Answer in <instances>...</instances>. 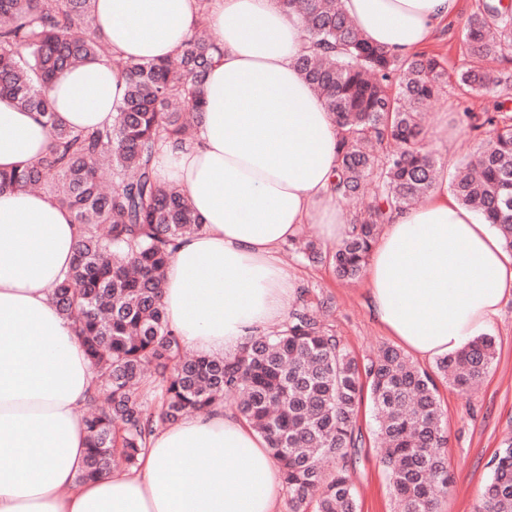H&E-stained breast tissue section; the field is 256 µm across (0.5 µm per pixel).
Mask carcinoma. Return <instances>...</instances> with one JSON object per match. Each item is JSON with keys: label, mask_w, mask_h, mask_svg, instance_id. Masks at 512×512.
Here are the masks:
<instances>
[{"label": "carcinoma", "mask_w": 512, "mask_h": 512, "mask_svg": "<svg viewBox=\"0 0 512 512\" xmlns=\"http://www.w3.org/2000/svg\"><path fill=\"white\" fill-rule=\"evenodd\" d=\"M298 15L311 46L297 60L340 127L332 191L362 211L351 235L331 248L297 247L353 281L365 270L383 224L433 190L438 160L426 142L421 108L442 91L444 62L417 52L400 56L366 41L341 0H279ZM95 0H0V97L34 112L50 143L33 164L0 172V190H48L80 225L74 261L53 289L62 315L78 327L96 374L85 415V479L112 468L131 470L161 425L225 400L267 442L288 488L290 512H357L349 474L362 444L356 414L369 391L380 462L400 512H438L453 476L438 449L448 436L435 377L463 392L491 365L495 339L480 334L437 359L435 373L385 346L361 364L321 318L327 302L301 292L288 320L247 338L226 357L187 356L169 329L162 303L164 270L176 241L202 229L182 188L159 177L161 144L191 139L182 112L200 120L214 43L192 32L176 57L116 58L92 29ZM469 63L458 85L469 97L494 99L493 111L463 112L481 130L477 152L450 184L456 200L494 226L512 252V70L496 74L486 60L512 62V9L478 0L467 19ZM105 56L121 69L126 90L112 124L76 130L56 118L49 89L64 70ZM156 381L160 409L144 404L140 386ZM336 461L327 473L322 461ZM477 512H512V444L490 462Z\"/></svg>", "instance_id": "1"}]
</instances>
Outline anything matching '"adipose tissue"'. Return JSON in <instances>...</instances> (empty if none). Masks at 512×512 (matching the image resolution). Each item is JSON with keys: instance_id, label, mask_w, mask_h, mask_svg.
<instances>
[{"instance_id": "1", "label": "adipose tissue", "mask_w": 512, "mask_h": 512, "mask_svg": "<svg viewBox=\"0 0 512 512\" xmlns=\"http://www.w3.org/2000/svg\"><path fill=\"white\" fill-rule=\"evenodd\" d=\"M341 2L366 40L400 54L428 45L460 8ZM202 16L218 33L202 121L191 143L167 144L155 164L203 226L179 239L162 302L184 346L220 356L292 308L282 244L305 224L336 244L350 227L330 191L340 130L297 68L299 21L278 0H96L93 28L114 56L170 58ZM124 88L118 69L96 60L64 70L49 95L58 119L92 130L111 124ZM47 143L35 113L0 98V171L35 162ZM78 235L52 195L0 192V512H280L277 462L226 409L157 428L136 469L81 480L95 372L52 298ZM365 281L379 324L431 360L460 350L512 299V254L443 181L384 224Z\"/></svg>"}]
</instances>
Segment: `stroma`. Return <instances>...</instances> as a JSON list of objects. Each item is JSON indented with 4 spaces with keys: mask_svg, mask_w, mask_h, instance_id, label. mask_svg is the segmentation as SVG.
I'll return each instance as SVG.
<instances>
[{
    "mask_svg": "<svg viewBox=\"0 0 512 512\" xmlns=\"http://www.w3.org/2000/svg\"><path fill=\"white\" fill-rule=\"evenodd\" d=\"M477 0H462L460 15L448 21L429 44L431 52L445 57L449 72H456L464 59L459 52L465 23L475 10ZM472 104L455 83L427 105L424 124L427 141L440 158V166L455 174L463 156L473 154L482 136L461 121ZM279 256L300 288H309L330 297L331 328L344 346L358 359L373 356L395 339L375 321L365 301V283H339L329 265L290 257L287 250ZM496 341L492 365L478 386L463 393L446 381H438V398L448 430L444 453L454 482L439 505V512H476L485 484L490 478L489 462L505 439H512V300L505 302L488 330ZM357 430L363 443L355 453L353 486L359 512H394L389 479L380 462L375 421L370 401L359 406Z\"/></svg>",
    "mask_w": 512,
    "mask_h": 512,
    "instance_id": "obj_1",
    "label": "stroma"
}]
</instances>
